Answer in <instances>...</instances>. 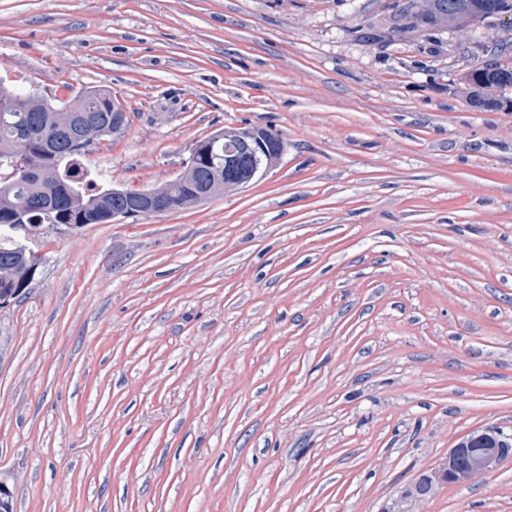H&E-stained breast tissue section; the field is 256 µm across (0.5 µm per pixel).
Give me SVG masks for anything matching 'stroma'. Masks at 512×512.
<instances>
[{
  "label": "stroma",
  "instance_id": "1",
  "mask_svg": "<svg viewBox=\"0 0 512 512\" xmlns=\"http://www.w3.org/2000/svg\"><path fill=\"white\" fill-rule=\"evenodd\" d=\"M396 0H0V79L128 123L87 157L176 179L251 125L260 181L121 223L45 224L0 313L15 512H386L469 431L512 432V110L465 73L512 24L404 31ZM412 512H512V458Z\"/></svg>",
  "mask_w": 512,
  "mask_h": 512
}]
</instances>
